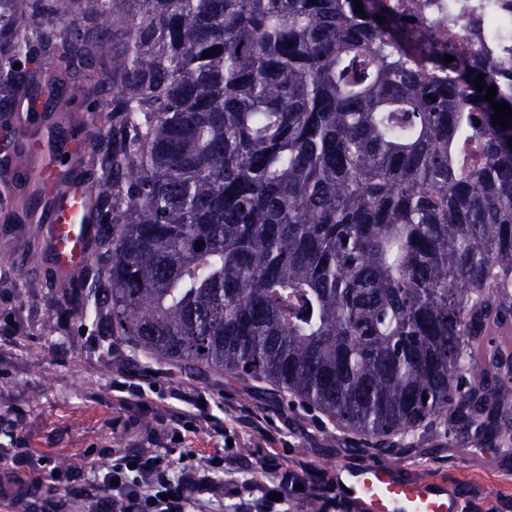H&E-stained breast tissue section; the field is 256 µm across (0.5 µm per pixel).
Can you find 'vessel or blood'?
<instances>
[{"label": "vessel or blood", "mask_w": 512, "mask_h": 512, "mask_svg": "<svg viewBox=\"0 0 512 512\" xmlns=\"http://www.w3.org/2000/svg\"><path fill=\"white\" fill-rule=\"evenodd\" d=\"M38 177L56 204L44 226L50 264L57 277L77 273L89 260L86 241L93 193L81 180H63L48 171ZM353 512H457L455 496L429 482L401 481L384 465L372 463L337 471L332 479Z\"/></svg>", "instance_id": "vessel-or-blood-1"}]
</instances>
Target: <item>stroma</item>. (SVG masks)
<instances>
[{
  "mask_svg": "<svg viewBox=\"0 0 512 512\" xmlns=\"http://www.w3.org/2000/svg\"><path fill=\"white\" fill-rule=\"evenodd\" d=\"M103 71L69 72L43 85L52 108L18 112L0 125V246L19 258L27 242L28 213L47 215L53 201L33 171L91 180L80 150H92L95 128L85 106ZM30 325L26 336L9 332L13 321ZM79 327L59 336L41 322L38 301L25 292L0 291V460L28 495L20 509L0 498V512H94L96 473L116 451L170 453L180 469H207L213 486L203 499L210 512H236L240 490L262 495L271 481L265 463L299 473L309 486L312 512H348L332 487L336 468L380 462L404 479L446 483L458 512H512V449L471 443L443 446L428 432L425 453L378 455L358 436L319 412L291 405L272 386L221 374L185 379L170 366L107 369L90 357ZM254 426H247V419Z\"/></svg>",
  "mask_w": 512,
  "mask_h": 512,
  "instance_id": "35a3bbf8",
  "label": "stroma"
}]
</instances>
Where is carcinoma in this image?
Here are the masks:
<instances>
[{"label": "carcinoma", "mask_w": 512, "mask_h": 512, "mask_svg": "<svg viewBox=\"0 0 512 512\" xmlns=\"http://www.w3.org/2000/svg\"><path fill=\"white\" fill-rule=\"evenodd\" d=\"M361 6L0 0V108L56 80L37 61L112 79L85 107L108 112L94 256L46 285V320L79 319L107 366L263 380L379 453L440 419L503 447L512 125L492 103L512 106V75L451 27Z\"/></svg>", "instance_id": "obj_1"}]
</instances>
